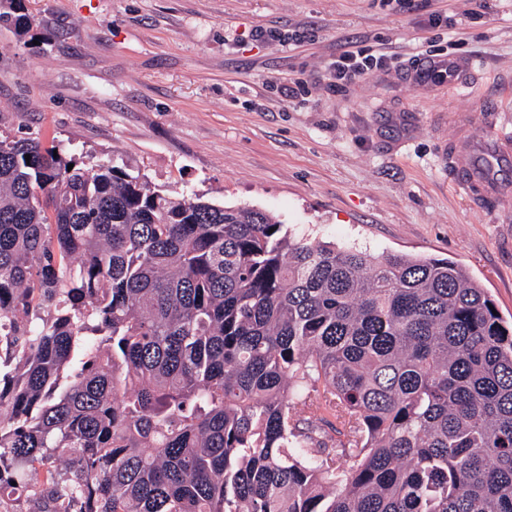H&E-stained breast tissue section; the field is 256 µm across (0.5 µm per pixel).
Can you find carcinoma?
I'll use <instances>...</instances> for the list:
<instances>
[{"label": "carcinoma", "instance_id": "cac0c4a2", "mask_svg": "<svg viewBox=\"0 0 512 512\" xmlns=\"http://www.w3.org/2000/svg\"><path fill=\"white\" fill-rule=\"evenodd\" d=\"M492 305L452 260L293 240L0 136V496L58 460L40 512H512Z\"/></svg>", "mask_w": 512, "mask_h": 512}]
</instances>
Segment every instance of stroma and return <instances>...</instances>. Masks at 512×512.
I'll list each match as a JSON object with an SVG mask.
<instances>
[{
	"instance_id": "obj_1",
	"label": "stroma",
	"mask_w": 512,
	"mask_h": 512,
	"mask_svg": "<svg viewBox=\"0 0 512 512\" xmlns=\"http://www.w3.org/2000/svg\"><path fill=\"white\" fill-rule=\"evenodd\" d=\"M0 29V134L56 139L155 190L274 212L292 237L448 258L512 320V206L448 167L452 112L512 135V0H25ZM383 58L331 75L347 42ZM461 57L469 85L418 78ZM22 1H0V27L12 28L19 36L29 32L34 24V19L25 12Z\"/></svg>"
}]
</instances>
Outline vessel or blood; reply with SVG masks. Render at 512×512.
<instances>
[{
    "mask_svg": "<svg viewBox=\"0 0 512 512\" xmlns=\"http://www.w3.org/2000/svg\"><path fill=\"white\" fill-rule=\"evenodd\" d=\"M448 161L455 182L473 201L512 200V137H490L479 153L471 139L449 141Z\"/></svg>",
    "mask_w": 512,
    "mask_h": 512,
    "instance_id": "vessel-or-blood-1",
    "label": "vessel or blood"
}]
</instances>
